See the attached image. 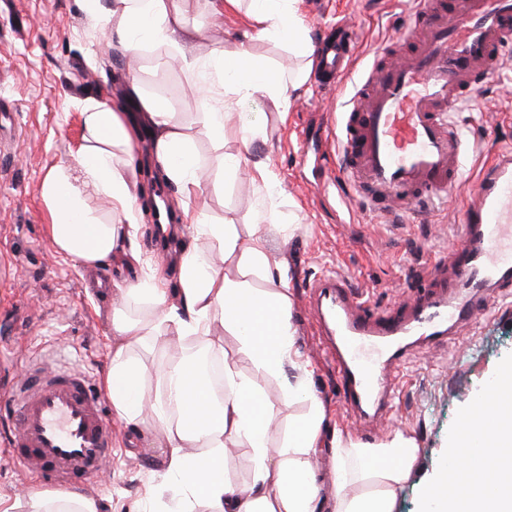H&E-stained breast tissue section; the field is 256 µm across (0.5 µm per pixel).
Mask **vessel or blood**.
Listing matches in <instances>:
<instances>
[{
	"instance_id": "obj_1",
	"label": "vessel or blood",
	"mask_w": 512,
	"mask_h": 512,
	"mask_svg": "<svg viewBox=\"0 0 512 512\" xmlns=\"http://www.w3.org/2000/svg\"><path fill=\"white\" fill-rule=\"evenodd\" d=\"M403 51L364 69L336 118L337 189H351L383 215L432 217L458 187L468 147L460 113L478 80L499 76L512 46V0H411L395 38ZM356 41L341 22L318 53L327 87L350 73ZM448 255L452 291L417 297L407 310L372 308L346 279L319 277L309 302L329 340L342 397L365 421L386 418L410 353L472 325L478 312L512 296V148L495 153ZM0 421L15 461L37 478L69 490L94 482L112 456L113 425L85 372L25 359Z\"/></svg>"
}]
</instances>
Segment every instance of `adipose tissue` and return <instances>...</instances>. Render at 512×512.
<instances>
[{"instance_id":"1","label":"adipose tissue","mask_w":512,"mask_h":512,"mask_svg":"<svg viewBox=\"0 0 512 512\" xmlns=\"http://www.w3.org/2000/svg\"><path fill=\"white\" fill-rule=\"evenodd\" d=\"M297 0H250L249 30L243 38H273L289 51L313 58L315 47L297 13ZM103 34L121 46L129 60L155 47L161 57L193 54L194 36L183 23L176 0H88ZM211 58L212 74L200 77L206 89L222 86L287 102L307 80L299 73L281 82L263 65L247 72L231 64L245 57ZM129 99L139 101L141 123H131L124 102H95L84 122L88 132L75 163L55 167L43 180L41 196L53 217L51 235L57 251L95 269L112 256L125 255L140 264L138 226L133 203L135 182L115 169L113 147L132 151L140 133H148L152 156L166 178L183 194L199 187L200 169L192 142L174 112L143 94L137 77H130ZM105 196L125 221L115 224L87 205L90 196ZM262 224L240 229L236 224H207L195 218L177 273L176 288L162 280L138 278L120 289L108 318L112 358L103 383L115 414L134 429L160 430L165 435L164 468L160 482L149 491L162 500L161 512H193L197 503L210 512H395L398 490L417 468L419 450L413 439L394 434L375 445L354 442L343 434L331 440L335 479L331 493H323L310 464L321 444L323 413L310 414L290 427L288 439L272 443L269 419L273 406L258 381L241 377L232 365L224 367V397L215 400L206 374L196 371L189 348L148 371L140 348L175 337L210 344L214 332L235 336L240 348L268 376L295 372L281 404L307 396L312 373L295 346L288 294V266L272 254L269 232L277 220L275 209ZM267 290L255 288V281ZM147 308L133 319L126 312L129 298ZM162 381L163 391L150 397V377ZM492 426L477 417L461 421L449 450L458 463L456 479L440 472L424 488L435 512H512V401L501 398L487 409ZM247 445L253 454L249 485L234 484L226 470L225 450ZM0 512H98L95 499L72 493L52 503L47 492L29 491L9 498L0 495Z\"/></svg>"}]
</instances>
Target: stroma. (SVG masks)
<instances>
[{"label": "stroma", "mask_w": 512, "mask_h": 512, "mask_svg": "<svg viewBox=\"0 0 512 512\" xmlns=\"http://www.w3.org/2000/svg\"><path fill=\"white\" fill-rule=\"evenodd\" d=\"M299 10L313 43L327 24L343 18L356 26L361 72L382 53L406 21L408 0H299ZM185 21L195 32L201 55L233 51L247 27L244 10L215 19L207 0H185ZM258 63L288 77L303 64L285 45L263 38L248 42ZM127 59L117 44L103 39L83 0H0V362L27 352L66 349L72 361L102 382L112 356L108 317L112 289L125 287L140 269L121 255L96 268L109 280V291L84 288L88 273L79 262L55 249L51 215L41 196L45 176L62 163L74 162L86 135L83 110L93 101L121 99L126 92ZM145 95L176 112L190 136L205 178L195 194L182 195L176 185L154 176L137 200L139 243L153 273L175 283L181 259L179 239L157 249L149 207L159 188L178 211L200 212L210 224H252L262 208L264 190L250 181L247 168L265 160L281 186L276 201L288 239L271 233L273 253L288 265V293L299 351L310 361L309 389L324 406V434L341 433L359 443H377L400 432L413 438L419 461L397 494L396 512H423L422 488L445 467L451 439L462 413L489 394L499 375L512 367V299L448 342L415 350L396 395L389 419L358 426L341 400L336 366L308 308L312 283L335 273L380 308L400 305L425 291L448 286L452 274L440 262L457 243L467 199L494 149L512 147V48L504 52L501 75L481 84L476 108L465 119L473 144L463 162V181L436 219L390 218L370 212L361 200L341 207L335 188L314 190L327 162L335 160L336 112L351 90V80L322 90L317 74L295 91L288 104L236 95V110L259 138L243 151L236 131L223 141L211 138L198 121L208 111L205 96L190 94L196 75L181 58L158 66L153 49L137 63ZM240 156L237 173L224 170V159ZM223 354L237 372L260 381L273 402L269 435L281 441L288 422L305 414L309 400L280 406L279 379L262 375L234 337L222 336ZM118 443L102 478L84 487L99 512H152L145 492L162 467L160 438L133 432L118 422Z\"/></svg>", "instance_id": "1"}]
</instances>
